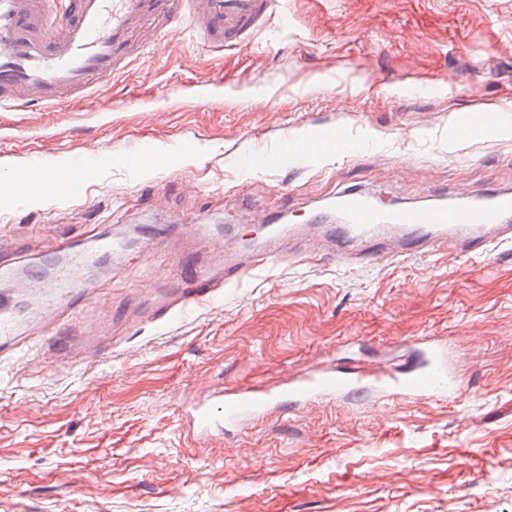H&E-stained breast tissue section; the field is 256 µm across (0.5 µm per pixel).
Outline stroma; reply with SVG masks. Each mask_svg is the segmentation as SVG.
<instances>
[{
	"mask_svg": "<svg viewBox=\"0 0 512 512\" xmlns=\"http://www.w3.org/2000/svg\"><path fill=\"white\" fill-rule=\"evenodd\" d=\"M240 44L203 52L188 17L93 99L64 112L0 110V180L88 158L70 190L30 202L0 191V277L61 243L120 240L82 290L15 281L16 355L0 354V512H512V255L393 253L336 260L338 192L409 206L512 190V0H283ZM498 106L496 136L453 130ZM331 128L355 155L296 153L246 173L238 154ZM152 158L138 171L130 161ZM288 255L240 282L224 266ZM201 270L215 301L156 318ZM99 363L70 366L55 336ZM449 338L463 387L441 400L370 388L224 434H189L175 403L219 386L320 366L398 373Z\"/></svg>",
	"mask_w": 512,
	"mask_h": 512,
	"instance_id": "stroma-1",
	"label": "stroma"
}]
</instances>
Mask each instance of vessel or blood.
I'll list each match as a JSON object with an SVG mask.
<instances>
[{
    "label": "vessel or blood",
    "instance_id": "obj_1",
    "mask_svg": "<svg viewBox=\"0 0 512 512\" xmlns=\"http://www.w3.org/2000/svg\"><path fill=\"white\" fill-rule=\"evenodd\" d=\"M275 0H67L51 9L46 0H0V107L38 105L63 108L93 95L98 83L119 71L128 30L148 13L188 11L204 45L223 50L255 28L274 8ZM291 143L276 152L241 154L240 169L287 165ZM345 241L336 246L347 264H363L382 251L391 234H400L404 251L460 250L491 252L512 243V194L494 192L482 204L467 201L448 206L402 207L351 191L337 200ZM173 301L185 314L210 303L217 289L204 272ZM15 316L0 302V352L15 345ZM446 347L423 352L419 361L394 378V393L407 399H441L459 391L450 372ZM362 374L317 368L269 387L263 384L212 390L183 403L194 435L206 437L227 426H241L267 415L271 407H298L335 399L360 384Z\"/></svg>",
    "mask_w": 512,
    "mask_h": 512
}]
</instances>
